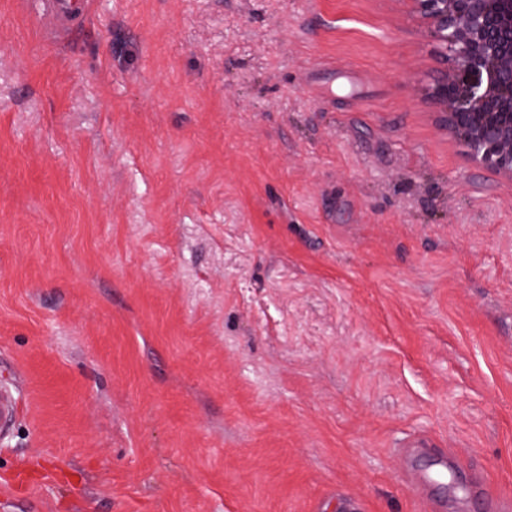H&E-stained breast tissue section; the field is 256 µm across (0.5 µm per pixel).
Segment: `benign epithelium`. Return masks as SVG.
Masks as SVG:
<instances>
[{
    "instance_id": "7a95c632",
    "label": "benign epithelium",
    "mask_w": 512,
    "mask_h": 512,
    "mask_svg": "<svg viewBox=\"0 0 512 512\" xmlns=\"http://www.w3.org/2000/svg\"><path fill=\"white\" fill-rule=\"evenodd\" d=\"M438 42L428 90L437 122L470 161L512 180V0H411Z\"/></svg>"
}]
</instances>
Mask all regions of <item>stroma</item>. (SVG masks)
<instances>
[{
	"instance_id": "stroma-1",
	"label": "stroma",
	"mask_w": 512,
	"mask_h": 512,
	"mask_svg": "<svg viewBox=\"0 0 512 512\" xmlns=\"http://www.w3.org/2000/svg\"><path fill=\"white\" fill-rule=\"evenodd\" d=\"M0 0V512H486L512 181L409 0Z\"/></svg>"
}]
</instances>
